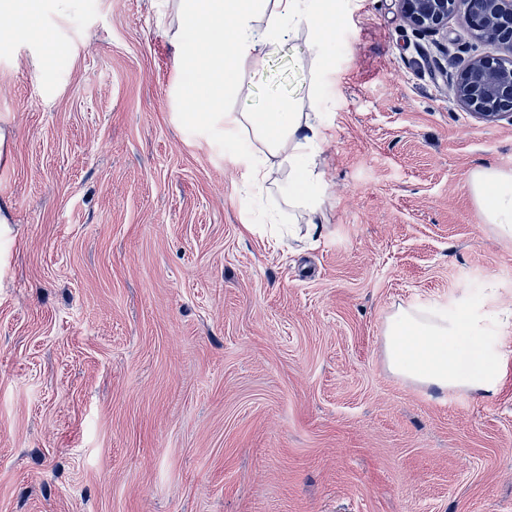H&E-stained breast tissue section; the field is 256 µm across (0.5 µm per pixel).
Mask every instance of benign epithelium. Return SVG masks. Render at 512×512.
<instances>
[{"instance_id": "7a95c632", "label": "benign epithelium", "mask_w": 512, "mask_h": 512, "mask_svg": "<svg viewBox=\"0 0 512 512\" xmlns=\"http://www.w3.org/2000/svg\"><path fill=\"white\" fill-rule=\"evenodd\" d=\"M398 5L415 31L439 34L456 17L505 51L472 58L452 87L458 104L476 118L512 122V0H398Z\"/></svg>"}]
</instances>
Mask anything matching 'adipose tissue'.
I'll return each mask as SVG.
<instances>
[{"label": "adipose tissue", "mask_w": 512, "mask_h": 512, "mask_svg": "<svg viewBox=\"0 0 512 512\" xmlns=\"http://www.w3.org/2000/svg\"><path fill=\"white\" fill-rule=\"evenodd\" d=\"M181 8L195 35L179 41L178 60L183 71L203 81L202 88L185 90L187 119L208 130L252 133L260 153L287 170L281 192L289 205L305 211L310 235H318L327 184L315 153L327 140L328 126L310 117L317 102L308 101L304 112L289 100L273 101L260 112H229L224 96L238 89L244 68H262L295 29L307 28L312 51L321 54L336 0H181ZM470 187L485 222L512 237V173L483 168L472 174ZM477 329V319L468 315L447 319L400 309L384 330L387 364L405 379L440 390L492 393L499 366L463 357L455 349L461 337L475 335Z\"/></svg>", "instance_id": "ef3b65f1"}]
</instances>
